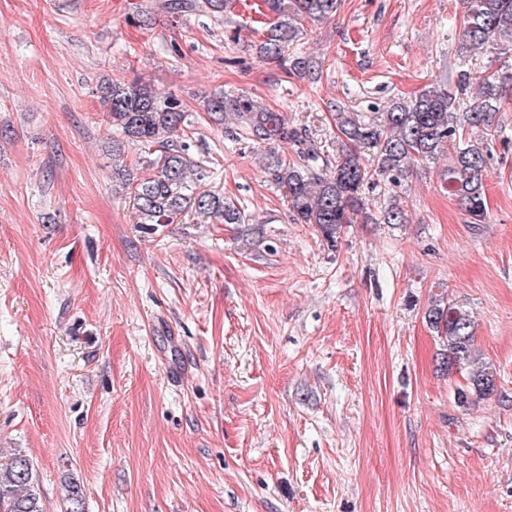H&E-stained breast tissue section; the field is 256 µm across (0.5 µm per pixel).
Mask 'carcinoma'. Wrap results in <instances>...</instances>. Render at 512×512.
I'll return each instance as SVG.
<instances>
[{
    "label": "carcinoma",
    "mask_w": 512,
    "mask_h": 512,
    "mask_svg": "<svg viewBox=\"0 0 512 512\" xmlns=\"http://www.w3.org/2000/svg\"><path fill=\"white\" fill-rule=\"evenodd\" d=\"M277 16L259 51L277 60L305 19L320 21L336 15L341 0H264ZM461 38L465 48L484 47L512 51V0H462ZM478 93L465 109L446 89L430 87L410 101H393L380 117L364 119L341 108L336 129L345 150L332 162L311 143L307 130L288 123L284 115L257 108L247 95L218 92L204 101L215 121L229 117L245 125L250 139L267 145L264 172L288 203L295 224H314L326 240L336 242L341 228L353 223L364 202L360 188L377 178L398 184L414 167L453 148L448 167V193L480 224L487 216L484 176L492 144L498 133L495 117L512 97V74L493 73L477 78ZM100 99L118 136L112 139V157L122 158L126 148L148 146L137 160L139 171L121 165L113 177L132 198L138 223L178 224L191 213L220 224H243L246 215L236 203L202 188L204 166L190 154L186 129L188 112L177 96H161L146 83L106 80ZM292 145L295 158L278 154L275 144ZM372 150L371 163L360 160L357 149ZM382 224H404L407 215L397 203L380 212ZM426 322L443 340L442 367L464 373L454 390L462 409L495 391V374L479 363L474 350L475 324L464 307L438 300L426 311ZM0 512H45L34 464L14 453L0 460Z\"/></svg>",
    "instance_id": "obj_1"
}]
</instances>
